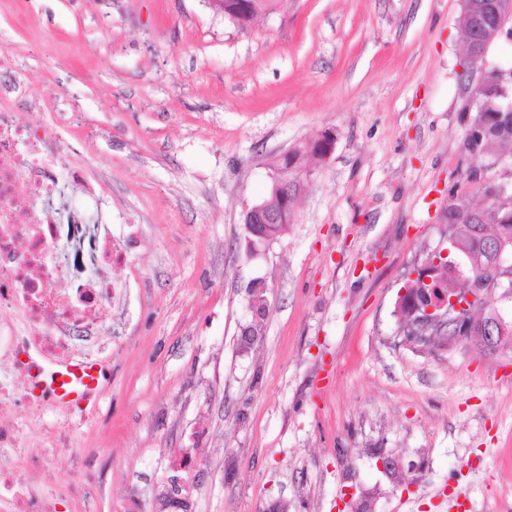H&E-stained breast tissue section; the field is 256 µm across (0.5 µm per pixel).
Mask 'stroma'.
<instances>
[{"mask_svg": "<svg viewBox=\"0 0 512 512\" xmlns=\"http://www.w3.org/2000/svg\"><path fill=\"white\" fill-rule=\"evenodd\" d=\"M461 0H275L245 26L207 0H0V50L22 62L17 111L109 175L125 241L112 377L96 428L47 443L59 512H155L193 478L191 512H512V346L481 357L415 342L398 294L445 246L439 215L469 166L512 182V150L470 155ZM70 88L54 101L57 83ZM76 122H68L69 113ZM302 156L287 231L250 248L244 203ZM96 268L91 226L64 235ZM269 310L253 316L254 283ZM257 330L253 343L244 333ZM420 463L399 475L379 455Z\"/></svg>", "mask_w": 512, "mask_h": 512, "instance_id": "obj_1", "label": "stroma"}]
</instances>
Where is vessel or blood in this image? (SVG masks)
Wrapping results in <instances>:
<instances>
[{
    "label": "vessel or blood",
    "instance_id": "1",
    "mask_svg": "<svg viewBox=\"0 0 512 512\" xmlns=\"http://www.w3.org/2000/svg\"><path fill=\"white\" fill-rule=\"evenodd\" d=\"M109 371L98 362L61 364L50 369L36 368L33 387L40 397L77 408L96 407L109 385Z\"/></svg>",
    "mask_w": 512,
    "mask_h": 512
}]
</instances>
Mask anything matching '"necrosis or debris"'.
<instances>
[{
  "label": "necrosis or debris",
  "instance_id": "necrosis-or-debris-1",
  "mask_svg": "<svg viewBox=\"0 0 512 512\" xmlns=\"http://www.w3.org/2000/svg\"><path fill=\"white\" fill-rule=\"evenodd\" d=\"M55 127H34L0 97V403L22 404L23 422L0 423V512H56V495L27 475L48 468L24 455L33 427L53 409L68 428L88 424L82 411L34 396L33 366L112 360L104 310L125 288L128 269L112 226L101 220L105 189L92 165ZM92 225L99 240L97 272L73 280L60 245L62 224Z\"/></svg>",
  "mask_w": 512,
  "mask_h": 512
}]
</instances>
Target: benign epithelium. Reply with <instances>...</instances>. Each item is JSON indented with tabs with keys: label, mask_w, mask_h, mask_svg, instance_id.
Here are the masks:
<instances>
[{
	"label": "benign epithelium",
	"mask_w": 512,
	"mask_h": 512,
	"mask_svg": "<svg viewBox=\"0 0 512 512\" xmlns=\"http://www.w3.org/2000/svg\"><path fill=\"white\" fill-rule=\"evenodd\" d=\"M463 41L461 45L462 78L467 81L470 94L487 81L493 80L503 85L505 76L512 77V69L502 65L488 66L485 60L487 48L498 38L512 39V28L505 29L512 20V0H462ZM480 71L478 79H473L474 71ZM283 198V207L272 210L262 204H247L244 207L245 228L252 241L270 242L269 229L277 224H290L294 218L296 196L288 194V179L275 183ZM448 246L433 253L429 265L415 271L413 290L407 315L406 333L426 340V334L433 331L448 337V345L457 343H477L479 351L491 352L501 344L512 341V317L495 310L494 315L484 325L470 318V310L488 307L493 304L495 295L500 299L512 298V289L500 282L487 280L476 274H467L465 260L453 252V234H448ZM448 266L451 274L462 283L460 288H446L435 277V270ZM257 299L250 302L256 313L269 309L267 288L258 283L252 289Z\"/></svg>",
	"instance_id": "7a95c632"
}]
</instances>
